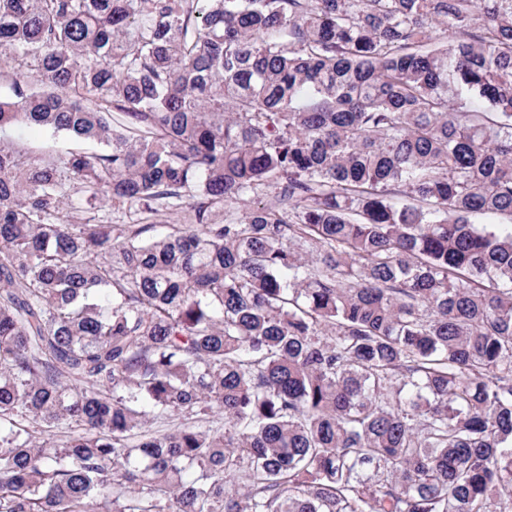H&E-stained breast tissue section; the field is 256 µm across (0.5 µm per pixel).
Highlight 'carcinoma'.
I'll return each mask as SVG.
<instances>
[{"label": "carcinoma", "instance_id": "obj_1", "mask_svg": "<svg viewBox=\"0 0 512 512\" xmlns=\"http://www.w3.org/2000/svg\"><path fill=\"white\" fill-rule=\"evenodd\" d=\"M0 52V129L107 147L0 144V512L512 509V0H0ZM0 141L23 147L36 155H65L73 150H102L101 145L74 142L63 133L54 134L35 125H19L7 128L0 134ZM98 208V211L91 213L87 216L95 218L93 222H102L104 224H137V219L140 218L139 206L132 207H118L113 206L111 202L104 201Z\"/></svg>", "mask_w": 512, "mask_h": 512}]
</instances>
